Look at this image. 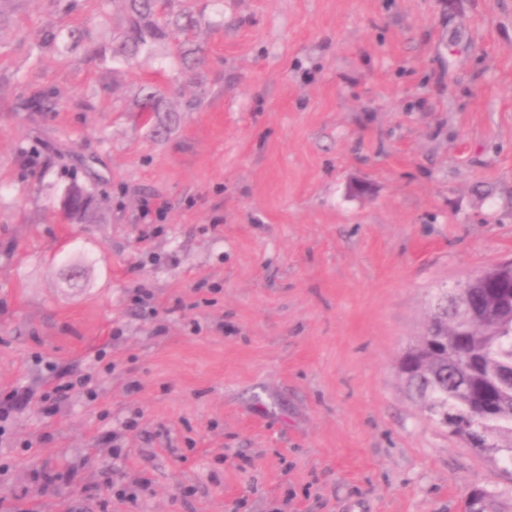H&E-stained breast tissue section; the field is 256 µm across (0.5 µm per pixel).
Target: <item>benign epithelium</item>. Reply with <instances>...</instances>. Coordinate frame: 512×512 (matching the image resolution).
<instances>
[{"mask_svg": "<svg viewBox=\"0 0 512 512\" xmlns=\"http://www.w3.org/2000/svg\"><path fill=\"white\" fill-rule=\"evenodd\" d=\"M509 280L512 281V262L507 261L456 285L448 294V312L450 324L458 335L469 336L475 328L495 320L499 309L505 305L501 289ZM426 362L418 345L403 355L398 369L406 378L411 371L424 369Z\"/></svg>", "mask_w": 512, "mask_h": 512, "instance_id": "7a95c632", "label": "benign epithelium"}]
</instances>
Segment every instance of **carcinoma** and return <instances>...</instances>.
Instances as JSON below:
<instances>
[{
  "mask_svg": "<svg viewBox=\"0 0 512 512\" xmlns=\"http://www.w3.org/2000/svg\"><path fill=\"white\" fill-rule=\"evenodd\" d=\"M126 26L119 45L112 49L117 59L151 52L165 43L176 30L197 23L191 11L182 9L163 18L159 0H122ZM50 93L38 92L21 103L28 112L49 108ZM90 195L72 185L65 194L64 207L71 216L88 213ZM408 388L423 399L435 414H447L448 429L458 436L469 434L481 451L496 450L488 439L512 435V331L504 336H487L481 330L470 342L451 355L441 353L428 363V372L407 381Z\"/></svg>",
  "mask_w": 512,
  "mask_h": 512,
  "instance_id": "cac0c4a2",
  "label": "carcinoma"
}]
</instances>
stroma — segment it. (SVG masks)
Listing matches in <instances>:
<instances>
[{"label": "stroma", "mask_w": 512, "mask_h": 512, "mask_svg": "<svg viewBox=\"0 0 512 512\" xmlns=\"http://www.w3.org/2000/svg\"><path fill=\"white\" fill-rule=\"evenodd\" d=\"M77 3L0 0V512H512V452L397 368L512 259V0H188L153 54L40 53L119 37ZM90 195L81 186L72 185L65 194L64 207L71 216H85L90 207Z\"/></svg>", "instance_id": "stroma-1"}]
</instances>
